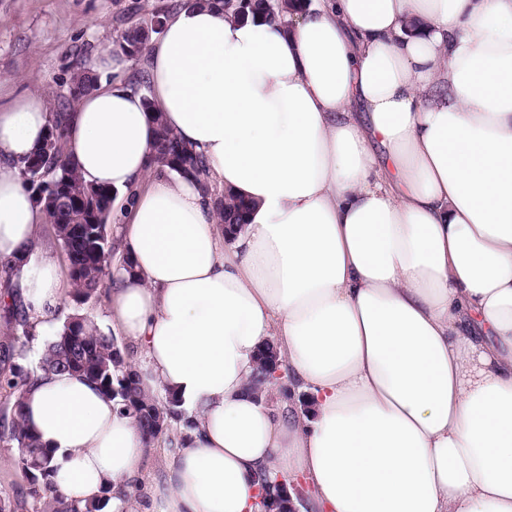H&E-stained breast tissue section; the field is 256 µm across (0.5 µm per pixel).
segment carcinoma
I'll return each mask as SVG.
<instances>
[{"label":"carcinoma","mask_w":512,"mask_h":512,"mask_svg":"<svg viewBox=\"0 0 512 512\" xmlns=\"http://www.w3.org/2000/svg\"><path fill=\"white\" fill-rule=\"evenodd\" d=\"M225 13L243 18H281L288 13L295 0H206ZM129 58L140 61L148 40L146 26H128L120 35ZM98 75L86 66H80L71 75L69 97L88 93L96 87ZM67 112L55 113L52 128L57 137L52 146L42 142L23 162L22 172L33 194L52 195L49 188L59 187L63 193L55 204L45 209L48 224L60 242L68 261L72 298L83 304L101 289L112 284V255L115 249L109 233L112 191L103 187H88L82 183L77 170L66 153L64 130ZM154 160L161 167L181 177H193L204 195L211 194L210 184L203 178V161L172 132L161 117L154 118ZM216 215L224 224L242 223L247 206L243 201L224 193L215 200ZM12 302L3 305L5 322L13 325L22 336L33 335V323L21 296L11 294ZM24 350L12 342L0 345V362L7 371L0 376V387L16 393L12 404L10 438L18 448V467L28 480V496L42 503L41 512H103L108 501L80 504L58 494L51 481L55 450L44 445L37 432L26 423L24 388L35 373L26 369L20 360ZM277 355L268 345L261 352L252 380V389L261 394L271 383L270 368ZM39 371L67 372L98 385L102 392L117 400L122 410L132 414L146 441L164 440L174 449L175 438L170 432L186 421L182 400L170 392L165 401L144 394L135 380L136 373L129 356L118 345L111 332L104 331L90 318L74 313L62 328L43 344Z\"/></svg>","instance_id":"obj_1"}]
</instances>
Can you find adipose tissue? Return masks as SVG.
<instances>
[{
  "label": "adipose tissue",
  "instance_id": "1",
  "mask_svg": "<svg viewBox=\"0 0 512 512\" xmlns=\"http://www.w3.org/2000/svg\"><path fill=\"white\" fill-rule=\"evenodd\" d=\"M73 99L68 151L113 191L116 333L183 430L149 512H260L257 478L314 490L297 512H512V0H306L241 20L199 4L121 49ZM249 206L232 237L195 182L153 161L146 101ZM51 111L0 104V263L36 331L64 295L21 165ZM274 346L288 392L249 390ZM26 421L72 500L129 512L150 452L134 419L38 374Z\"/></svg>",
  "mask_w": 512,
  "mask_h": 512
}]
</instances>
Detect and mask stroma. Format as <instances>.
I'll return each instance as SVG.
<instances>
[{"mask_svg": "<svg viewBox=\"0 0 512 512\" xmlns=\"http://www.w3.org/2000/svg\"><path fill=\"white\" fill-rule=\"evenodd\" d=\"M166 0H0V103L35 91L59 110L77 62L94 63L121 31ZM16 448L0 424V497L33 512Z\"/></svg>", "mask_w": 512, "mask_h": 512, "instance_id": "obj_1", "label": "stroma"}]
</instances>
